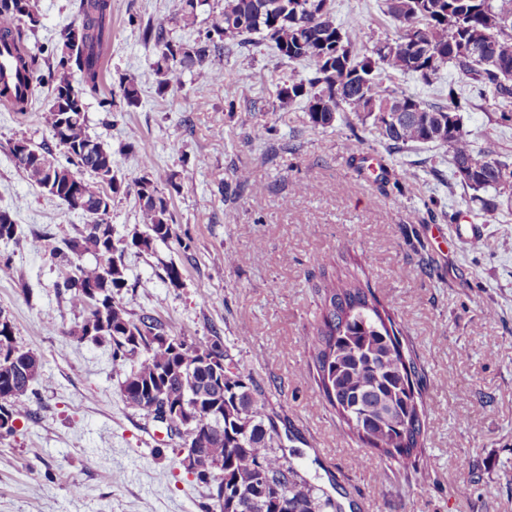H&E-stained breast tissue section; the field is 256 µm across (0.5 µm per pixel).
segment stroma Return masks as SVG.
Here are the masks:
<instances>
[{"mask_svg":"<svg viewBox=\"0 0 512 512\" xmlns=\"http://www.w3.org/2000/svg\"><path fill=\"white\" fill-rule=\"evenodd\" d=\"M102 94L86 99L87 131L112 149L120 185L109 221L126 248L129 288L119 300L161 320L169 334L220 339L276 422L283 454L342 512H512V205L485 212L453 175L444 149L394 148L348 112L313 127L303 103L280 106L276 82L308 69L268 42H224L208 77L185 72L158 95L146 26L169 39L203 38L208 0L184 26L178 0H111ZM357 50L390 35L384 0H334ZM31 43L55 57L59 33L77 24L75 0H36ZM28 111L0 105V210L19 242L0 241V310L18 347L38 356L50 387H37L16 433L0 438V512H203L207 490L180 467L145 412L128 406L106 346L69 337L82 319L58 292L68 267L52 248L87 219L44 193L11 154L19 139L62 149L45 121L47 67ZM141 79V105L126 109L119 83ZM453 69L424 85L396 75L388 86L442 103ZM493 93L472 97L461 123L476 154L512 164V121ZM381 156L385 178L365 180L356 155ZM161 174L175 236L154 253L130 247L140 225L133 180ZM313 181L315 194L299 192ZM477 224L478 247L461 245ZM236 264H228L227 254ZM364 261L363 277L394 312L425 376V452L416 464L366 459L308 373L314 286L341 256ZM175 264L181 287L163 280Z\"/></svg>","mask_w":512,"mask_h":512,"instance_id":"1","label":"stroma"}]
</instances>
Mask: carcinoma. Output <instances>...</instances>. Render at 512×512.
<instances>
[{"label":"carcinoma","mask_w":512,"mask_h":512,"mask_svg":"<svg viewBox=\"0 0 512 512\" xmlns=\"http://www.w3.org/2000/svg\"><path fill=\"white\" fill-rule=\"evenodd\" d=\"M181 19L192 26L197 10L207 0H180ZM34 0H0V25L16 41L18 68L36 73V56L26 42L39 21L31 19ZM80 36L66 28L60 37L50 87L46 122L52 136L59 134L63 112L62 90L71 83L82 97L99 92L100 50L112 16L111 0H80ZM384 14L395 34L377 41L370 55H359L348 31L336 22L332 0H224L212 15L205 38L187 45L168 39L162 27H147L144 37L154 42L157 91L181 84L186 70L204 77L205 63L222 48L226 38L241 45L253 36L274 44L282 59L305 63L313 77L277 85L283 103L306 101L310 122L325 127L339 111L351 112L361 124H371L391 146L435 144L448 152L454 176L462 186L479 193H512V166L474 155L458 112L462 93L448 88V103L425 105L403 91L385 85L392 74L411 75L429 85L443 67L456 70L460 82L494 88L503 99L504 121L512 119V0H385ZM29 27L21 28L22 17ZM474 44L475 51L466 50ZM79 80L73 81L74 74ZM128 108L140 104L139 83L131 77L120 83ZM73 118L65 127L60 163L44 147L30 144L35 158L19 165L29 179L50 195L65 199L63 188L78 175L81 206L91 223L79 236L65 239L53 251L66 259L67 276L60 293L83 312V321L71 332L76 342L93 340L110 348L112 368L120 379L124 400L146 410L150 399L183 403L210 418L208 430L194 433L190 447L198 449L189 474L209 491L219 512H326L335 508L318 489L277 454L281 437L265 415L264 404L241 380L238 368L227 367L224 391L216 390L211 367L203 358L217 354L227 359L219 340H187L169 336L154 316L134 315L115 294L127 287L125 249L112 244L108 214L115 177L100 171L113 164L112 150L86 132V104L69 107ZM142 228L132 241L140 252L154 251L174 233L169 201L159 189L161 177L145 173L134 179ZM18 224L0 211V239H13ZM94 257L91 264L79 261ZM319 316L307 342L310 367L328 403L348 432L370 451L390 461H418L422 455L424 375L404 348L401 331L391 311L369 286L354 275L335 270L315 286ZM0 311V436L15 433L30 386L51 385L38 357L15 343L14 328ZM171 337V343L164 341ZM224 469H219V464Z\"/></svg>","instance_id":"obj_1"}]
</instances>
